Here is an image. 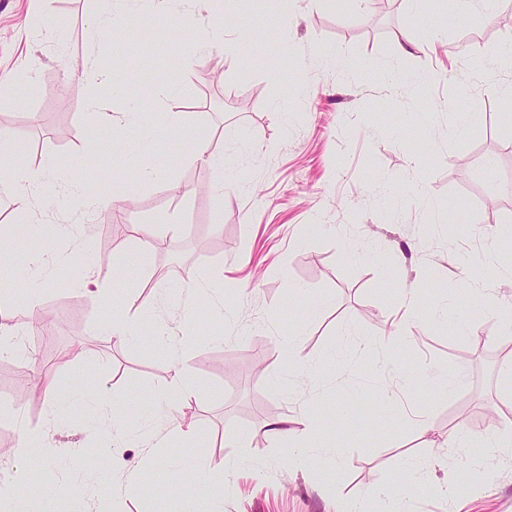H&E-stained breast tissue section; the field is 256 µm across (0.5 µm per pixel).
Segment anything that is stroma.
Segmentation results:
<instances>
[{
  "label": "stroma",
  "mask_w": 512,
  "mask_h": 512,
  "mask_svg": "<svg viewBox=\"0 0 512 512\" xmlns=\"http://www.w3.org/2000/svg\"><path fill=\"white\" fill-rule=\"evenodd\" d=\"M380 1L199 0L224 39L172 70L151 60L170 31L150 0H0V76L36 72L20 96H0V129L31 146V164L82 153L94 95L83 61L106 42L94 17L113 12L147 29L112 60L129 100L197 127L226 160L185 158L166 179L131 178L130 204L85 224L96 277L140 274L119 301L140 316L130 342L113 343L112 307L91 292L48 287L34 305L55 318L44 336L8 316L0 480L19 467L7 450L25 427L54 449L30 458L53 490L47 512H88L101 498L115 512H184L187 497L199 512H341L375 485L411 512H512V451L488 442L490 415L512 411V287L497 276L512 267L501 250L512 237V65L490 62L512 27L449 15L448 0H425L419 13ZM407 36L415 47L403 55ZM206 272L223 275V318L212 294L188 301L180 290ZM406 290L417 321L378 345ZM188 314L196 393L171 416L156 396L174 350L154 325L177 332ZM460 316L469 335L452 330ZM351 330L373 341L369 356L352 348ZM292 333L288 357L276 340ZM459 366L465 386L446 391L441 372ZM48 371L65 407L29 395ZM84 385L125 416L114 451L89 439L93 413L74 394ZM149 419L162 428V457L232 467L233 486L208 493L187 473L183 498L163 497L164 472L135 442ZM288 419L336 441L342 468L297 465L288 440L263 430ZM121 460L145 477L129 480ZM411 460L424 473L415 486ZM476 464L487 481L442 494Z\"/></svg>",
  "instance_id": "1"
}]
</instances>
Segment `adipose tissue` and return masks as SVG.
<instances>
[{
	"instance_id": "1",
	"label": "adipose tissue",
	"mask_w": 512,
	"mask_h": 512,
	"mask_svg": "<svg viewBox=\"0 0 512 512\" xmlns=\"http://www.w3.org/2000/svg\"><path fill=\"white\" fill-rule=\"evenodd\" d=\"M195 0H185V6L176 19L170 20L169 27L178 38H190L193 45L206 47L222 40L220 24L198 16ZM92 136L87 149L88 156L101 158V149L111 146L116 133H125L134 148L140 176L146 180L164 178L166 165L159 162L154 148L161 136L171 137L174 150L181 157H188L201 163H214L210 142L200 132L182 127L171 121L168 113L145 110L135 105L122 112L104 111L99 100L89 104ZM69 163L52 160L41 166H31L26 151L14 140L11 133L0 132V199L12 202L14 218L24 227L34 242L33 247L12 244L10 239L0 237V313L19 294L34 295L47 285L44 273L49 269L64 270L81 266L83 276L68 280L70 291L83 296L87 291L94 261L90 254L74 248L73 243L80 234L77 224L58 225V245L51 246L41 241V225L38 212H49L62 203L82 214H90L111 207L117 197L127 194L130 187L122 182V164H114L110 173L113 185L109 192H93L88 188L91 181L99 177L98 168L80 170L77 176H70ZM266 434L274 440L288 438L297 448L301 458L320 459L342 465L340 448L324 445L316 437L313 427L297 429L284 426L283 422H270L265 426Z\"/></svg>"
}]
</instances>
